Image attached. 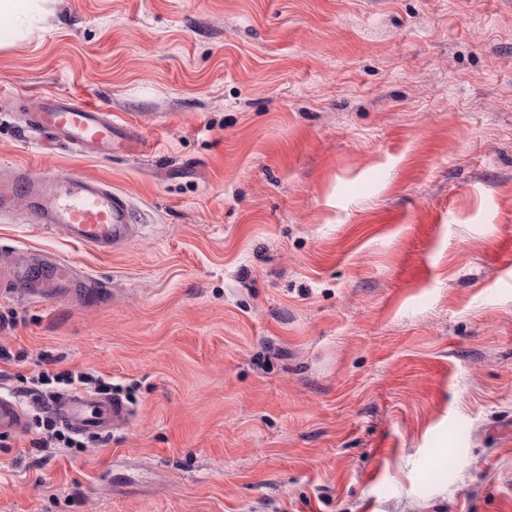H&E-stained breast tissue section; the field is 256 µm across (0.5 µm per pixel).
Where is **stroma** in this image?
<instances>
[{
	"instance_id": "obj_1",
	"label": "stroma",
	"mask_w": 512,
	"mask_h": 512,
	"mask_svg": "<svg viewBox=\"0 0 512 512\" xmlns=\"http://www.w3.org/2000/svg\"><path fill=\"white\" fill-rule=\"evenodd\" d=\"M103 105L111 156L0 108V172L145 222L98 286L0 285V391L43 355L133 388L85 451L0 447V512H512V0H49L0 91Z\"/></svg>"
}]
</instances>
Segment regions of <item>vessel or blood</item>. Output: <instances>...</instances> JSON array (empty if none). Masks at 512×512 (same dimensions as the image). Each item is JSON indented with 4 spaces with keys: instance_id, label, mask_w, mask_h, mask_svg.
Wrapping results in <instances>:
<instances>
[{
    "instance_id": "vessel-or-blood-1",
    "label": "vessel or blood",
    "mask_w": 512,
    "mask_h": 512,
    "mask_svg": "<svg viewBox=\"0 0 512 512\" xmlns=\"http://www.w3.org/2000/svg\"><path fill=\"white\" fill-rule=\"evenodd\" d=\"M30 129L71 146L111 155L112 141L121 126L105 108L89 105L73 95L52 92L43 95L29 124ZM24 199L29 221L65 230L79 246L107 251L122 247L137 235L138 218L129 197L111 183L82 174L53 172L36 175L27 168L12 169L0 184V213L13 211ZM0 277L24 291L49 296L78 287L71 267L50 265L49 274L27 260L0 267ZM56 417L78 433H109L124 428L131 408L119 398L106 399L84 392L60 397L53 405ZM26 415L18 400L0 394V433H16L25 427Z\"/></svg>"
}]
</instances>
